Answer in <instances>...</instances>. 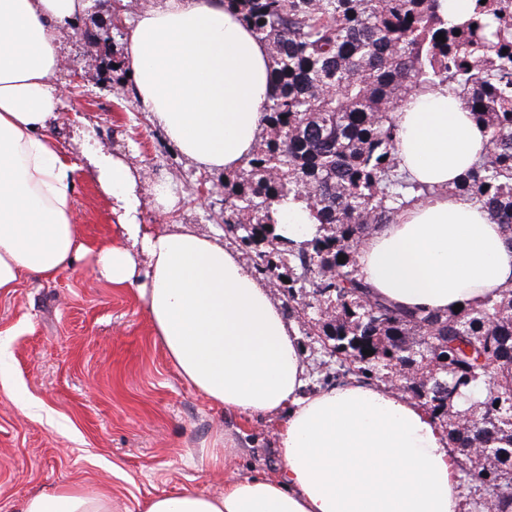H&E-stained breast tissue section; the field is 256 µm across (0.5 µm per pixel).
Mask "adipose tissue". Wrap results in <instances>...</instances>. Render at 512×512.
I'll list each match as a JSON object with an SVG mask.
<instances>
[{"label": "adipose tissue", "instance_id": "ef3b65f1", "mask_svg": "<svg viewBox=\"0 0 512 512\" xmlns=\"http://www.w3.org/2000/svg\"><path fill=\"white\" fill-rule=\"evenodd\" d=\"M88 0H0V294L93 255L111 286L133 288L181 377L214 407L284 414L279 476L230 479L224 492L152 499L145 512H467L459 453L425 408L362 382L303 395L294 325L239 254L185 227L139 221V180L116 155L88 162L111 193L122 242L89 248L73 222L74 167L49 133L61 90L60 30ZM152 123L198 167L236 170L266 126L273 60L224 0H157L124 48ZM401 168L434 193L397 210L357 247L372 293L407 310L448 312L512 285L501 225L448 192L486 151L482 128L440 86L394 113ZM21 512H112L103 492L63 488Z\"/></svg>", "mask_w": 512, "mask_h": 512}]
</instances>
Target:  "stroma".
Listing matches in <instances>:
<instances>
[{"mask_svg": "<svg viewBox=\"0 0 512 512\" xmlns=\"http://www.w3.org/2000/svg\"><path fill=\"white\" fill-rule=\"evenodd\" d=\"M151 0H125L121 26L106 27L96 6L62 30L64 60L54 81L62 89L53 137L78 166L75 223L89 245L120 244L112 197L88 174L87 152L126 157L140 176L147 224H179L224 241L243 261L251 255L224 230V174L188 160L134 91L117 93L96 59L95 42L121 57L136 15ZM94 35L80 40L79 31ZM169 183L180 208L160 215L153 187ZM92 258L51 280L25 278L0 294V512H19L27 498L60 488L108 490L113 512H144L158 496L191 489L223 492L228 478L272 476L282 417L213 408L176 372L156 340L135 289L114 288L92 271ZM305 295L279 298L298 330L306 363L305 393L326 389L327 377L350 382L339 362L304 321ZM230 449L220 465L202 450L217 434Z\"/></svg>", "mask_w": 512, "mask_h": 512, "instance_id": "stroma-1", "label": "stroma"}]
</instances>
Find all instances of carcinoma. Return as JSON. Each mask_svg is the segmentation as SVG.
I'll return each mask as SVG.
<instances>
[{
  "mask_svg": "<svg viewBox=\"0 0 512 512\" xmlns=\"http://www.w3.org/2000/svg\"><path fill=\"white\" fill-rule=\"evenodd\" d=\"M441 0H224L270 49L268 133L248 169L224 176V227L254 254L257 272L318 316L332 357L398 388L440 421L455 448L479 440L467 480L497 512L512 509V287L440 314L374 297L356 249L397 207L433 193L400 171L392 118L413 92L448 86L483 128L488 151L454 185L504 227L512 243V0H468L450 21ZM445 36V41L437 37ZM303 200L316 233H279L276 205ZM346 256L345 262L338 257ZM371 350V355L364 350ZM477 419L453 422L466 389Z\"/></svg>",
  "mask_w": 512,
  "mask_h": 512,
  "instance_id": "obj_1",
  "label": "carcinoma"
}]
</instances>
